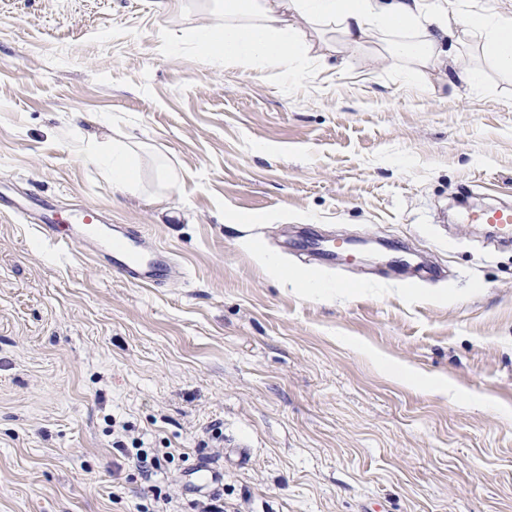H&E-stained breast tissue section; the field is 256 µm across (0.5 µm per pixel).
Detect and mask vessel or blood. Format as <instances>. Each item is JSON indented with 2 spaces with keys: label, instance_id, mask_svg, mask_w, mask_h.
Listing matches in <instances>:
<instances>
[{
  "label": "vessel or blood",
  "instance_id": "b4317fda",
  "mask_svg": "<svg viewBox=\"0 0 512 512\" xmlns=\"http://www.w3.org/2000/svg\"><path fill=\"white\" fill-rule=\"evenodd\" d=\"M0 214L34 225L58 249L81 245L104 270L135 286L151 288L173 274V260L166 250L152 246L124 225L106 223L93 206L67 212L46 196L29 194L18 199L1 191ZM474 220L490 225L503 243L512 242L511 205L483 210Z\"/></svg>",
  "mask_w": 512,
  "mask_h": 512
}]
</instances>
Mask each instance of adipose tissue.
Listing matches in <instances>:
<instances>
[{"label": "adipose tissue", "instance_id": "ef3b65f1", "mask_svg": "<svg viewBox=\"0 0 512 512\" xmlns=\"http://www.w3.org/2000/svg\"><path fill=\"white\" fill-rule=\"evenodd\" d=\"M312 24L330 23L339 35L341 50L363 46L369 39L387 36L390 55L408 58L424 68L445 65L442 42L449 24L484 32L496 64L512 69V20L486 21L478 15L449 16L440 0H225L224 17L194 32L207 54L232 64L288 68L293 58L309 50L293 18ZM90 162L110 176L113 184L130 189L137 161L121 140L104 146L90 141L85 151Z\"/></svg>", "mask_w": 512, "mask_h": 512}]
</instances>
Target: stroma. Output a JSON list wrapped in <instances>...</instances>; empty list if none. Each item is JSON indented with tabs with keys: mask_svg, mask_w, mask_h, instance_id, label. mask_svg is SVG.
<instances>
[{
	"mask_svg": "<svg viewBox=\"0 0 512 512\" xmlns=\"http://www.w3.org/2000/svg\"><path fill=\"white\" fill-rule=\"evenodd\" d=\"M224 0H0V184L97 206L170 251L133 287L0 216V512H135L113 423L178 448L240 512H512V70L335 51L227 66L192 32ZM137 151L120 191L89 138ZM343 240L334 265L293 242ZM443 382L448 393L427 385ZM221 439L212 461L203 446ZM480 224H490L501 241L506 244L512 242V206L503 205L483 210L473 217V221Z\"/></svg>",
	"mask_w": 512,
	"mask_h": 512,
	"instance_id": "stroma-1",
	"label": "stroma"
}]
</instances>
